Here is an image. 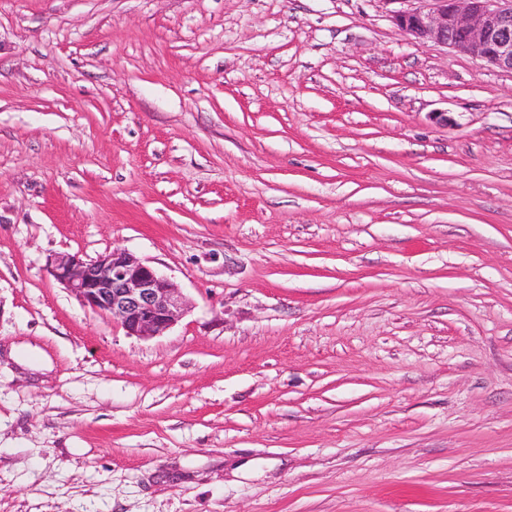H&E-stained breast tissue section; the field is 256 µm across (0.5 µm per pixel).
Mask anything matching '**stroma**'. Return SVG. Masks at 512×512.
Here are the masks:
<instances>
[{"instance_id":"35a3bbf8","label":"stroma","mask_w":512,"mask_h":512,"mask_svg":"<svg viewBox=\"0 0 512 512\" xmlns=\"http://www.w3.org/2000/svg\"><path fill=\"white\" fill-rule=\"evenodd\" d=\"M394 9L0 0V512H512V72ZM46 267L84 307L117 319L129 336L163 335L181 314L173 282L125 249L113 248L94 260L58 253L47 258Z\"/></svg>"}]
</instances>
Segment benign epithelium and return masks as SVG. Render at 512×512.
<instances>
[{"instance_id":"7a95c632","label":"benign epithelium","mask_w":512,"mask_h":512,"mask_svg":"<svg viewBox=\"0 0 512 512\" xmlns=\"http://www.w3.org/2000/svg\"><path fill=\"white\" fill-rule=\"evenodd\" d=\"M392 21L416 43L440 44L512 71V0H418ZM49 274L85 307L119 321L127 335L152 338L176 322L182 301L166 276L134 254L114 248L94 260L58 253Z\"/></svg>"}]
</instances>
